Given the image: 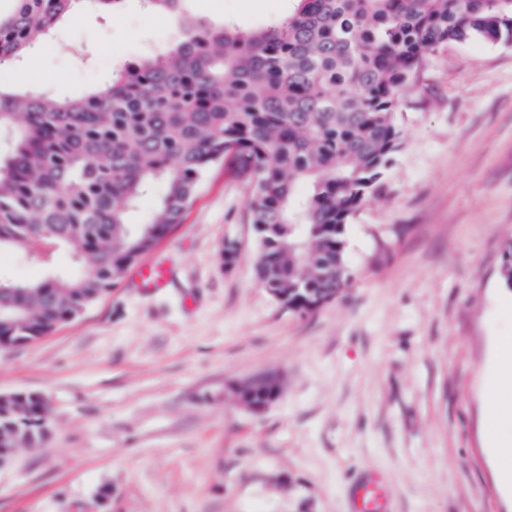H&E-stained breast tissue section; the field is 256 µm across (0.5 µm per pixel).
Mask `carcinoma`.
<instances>
[{
	"label": "carcinoma",
	"instance_id": "cac0c4a2",
	"mask_svg": "<svg viewBox=\"0 0 512 512\" xmlns=\"http://www.w3.org/2000/svg\"><path fill=\"white\" fill-rule=\"evenodd\" d=\"M114 13L123 0H9L0 64L25 61L80 2ZM180 39L126 63L75 97L0 84V247L46 267L64 246L76 267L0 282V344L35 340L99 301L182 223L215 168L252 185L260 236L254 271L288 310L328 304L350 279L346 224L400 146L403 94L452 41L512 42V0H297L256 31L194 17L190 0H147ZM298 184L307 186L302 197ZM162 188L150 219L127 215ZM512 289V241L501 255ZM46 401L0 402V440L35 447Z\"/></svg>",
	"mask_w": 512,
	"mask_h": 512
}]
</instances>
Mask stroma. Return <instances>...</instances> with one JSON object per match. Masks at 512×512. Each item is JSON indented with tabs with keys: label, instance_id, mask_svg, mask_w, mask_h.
<instances>
[{
	"label": "stroma",
	"instance_id": "obj_1",
	"mask_svg": "<svg viewBox=\"0 0 512 512\" xmlns=\"http://www.w3.org/2000/svg\"><path fill=\"white\" fill-rule=\"evenodd\" d=\"M294 7L191 3L244 31ZM180 34L145 0L84 7L0 83L80 95ZM397 124L401 146L346 228L334 302L298 315L255 280L251 186L216 169L152 253L166 287L126 271L76 320L0 348V395H43L48 425L0 466V512H351L374 471L389 512H512L488 454L512 419L486 389L512 335V43L441 47ZM269 373L281 394L252 411L238 389Z\"/></svg>",
	"mask_w": 512,
	"mask_h": 512
}]
</instances>
